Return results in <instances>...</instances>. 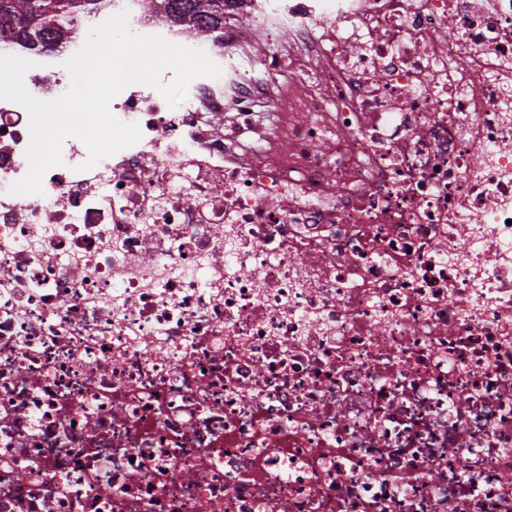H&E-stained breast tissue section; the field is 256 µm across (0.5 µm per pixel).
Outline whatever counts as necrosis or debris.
Returning <instances> with one entry per match:
<instances>
[{"mask_svg":"<svg viewBox=\"0 0 512 512\" xmlns=\"http://www.w3.org/2000/svg\"><path fill=\"white\" fill-rule=\"evenodd\" d=\"M105 2L0 33L33 96L123 11L198 46ZM209 56L39 195L0 100V512H512V0H226Z\"/></svg>","mask_w":512,"mask_h":512,"instance_id":"necrosis-or-debris-1","label":"necrosis or debris"}]
</instances>
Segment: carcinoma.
<instances>
[{
	"instance_id": "cac0c4a2",
	"label": "carcinoma",
	"mask_w": 512,
	"mask_h": 512,
	"mask_svg": "<svg viewBox=\"0 0 512 512\" xmlns=\"http://www.w3.org/2000/svg\"><path fill=\"white\" fill-rule=\"evenodd\" d=\"M98 0H0V32L10 33L25 46L53 45L47 35L75 20ZM168 20L186 26L197 36L224 31V0H148Z\"/></svg>"
}]
</instances>
